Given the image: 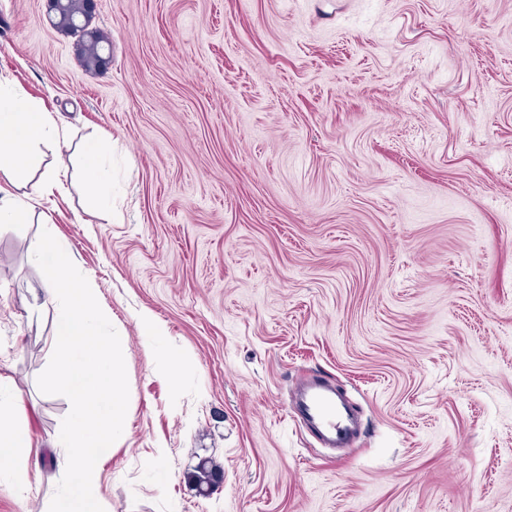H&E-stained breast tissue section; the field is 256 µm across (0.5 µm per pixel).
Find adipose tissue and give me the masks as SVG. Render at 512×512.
<instances>
[{
	"label": "adipose tissue",
	"instance_id": "obj_1",
	"mask_svg": "<svg viewBox=\"0 0 512 512\" xmlns=\"http://www.w3.org/2000/svg\"><path fill=\"white\" fill-rule=\"evenodd\" d=\"M56 118L16 88L0 83V176L13 187L36 197L55 184L64 164L62 155L45 162L42 145L58 140ZM103 140H87L80 153L78 174L89 196L107 204L112 193L111 176L104 163ZM19 399L10 382L0 378V468L7 469L19 489L28 486L31 436L15 422L11 410Z\"/></svg>",
	"mask_w": 512,
	"mask_h": 512
}]
</instances>
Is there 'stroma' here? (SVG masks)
Masks as SVG:
<instances>
[{"instance_id": "stroma-1", "label": "stroma", "mask_w": 512, "mask_h": 512, "mask_svg": "<svg viewBox=\"0 0 512 512\" xmlns=\"http://www.w3.org/2000/svg\"><path fill=\"white\" fill-rule=\"evenodd\" d=\"M91 26L92 71L44 0H0V81L112 167L110 207L65 173L0 231V376L33 442L0 512H47L66 458L70 402L37 385L56 314L28 313L45 229L121 340L107 512H512V0H98ZM312 376L361 412L345 452L290 408ZM78 45L79 55L84 67L89 70H95L104 64L103 51L106 46L110 47V38L108 35L100 32V35L94 38L82 37Z\"/></svg>"}]
</instances>
